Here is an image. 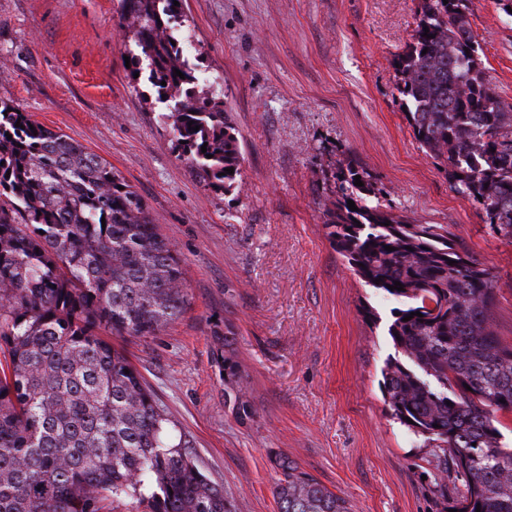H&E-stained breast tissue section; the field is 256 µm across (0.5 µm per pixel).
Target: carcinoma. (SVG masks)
I'll use <instances>...</instances> for the list:
<instances>
[{
    "instance_id": "cac0c4a2",
    "label": "carcinoma",
    "mask_w": 512,
    "mask_h": 512,
    "mask_svg": "<svg viewBox=\"0 0 512 512\" xmlns=\"http://www.w3.org/2000/svg\"><path fill=\"white\" fill-rule=\"evenodd\" d=\"M120 2L122 35L171 103L158 118L181 156L208 184L238 188L241 147L224 102L191 87L180 7ZM468 2L421 0L394 61L397 90L415 139L446 164L451 190L481 205L491 228L511 240L512 104L486 78ZM367 177L340 169L326 228L365 285L405 300L388 327L395 355L381 368L389 415L425 451L443 512H512V448L501 446L495 426V413L512 412V344L495 328L489 273L448 225L414 224L372 204ZM2 196L0 512H106L111 499L149 512H227L224 490L173 436L175 424L136 367L101 335H154L187 304L182 261L141 197L85 146L4 103ZM397 281L403 290L391 289ZM450 464L463 486L453 495ZM277 466L279 512H352L288 456Z\"/></svg>"
}]
</instances>
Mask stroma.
I'll return each mask as SVG.
<instances>
[{"instance_id":"35a3bbf8","label":"stroma","mask_w":512,"mask_h":512,"mask_svg":"<svg viewBox=\"0 0 512 512\" xmlns=\"http://www.w3.org/2000/svg\"><path fill=\"white\" fill-rule=\"evenodd\" d=\"M512 0H472L487 79L512 103ZM199 86L219 82L242 150V186L211 188L159 123L164 104L119 33V0H0V103L79 141L143 198L186 273L188 305L120 345L230 512H278L275 453L353 512H441L427 465L387 412L380 370L397 300L333 248L325 205L341 167L379 202L445 224L490 272L512 343V240L450 190L419 147L394 60L419 0H181ZM232 358L228 375L217 355ZM251 407L237 415L227 386Z\"/></svg>"}]
</instances>
